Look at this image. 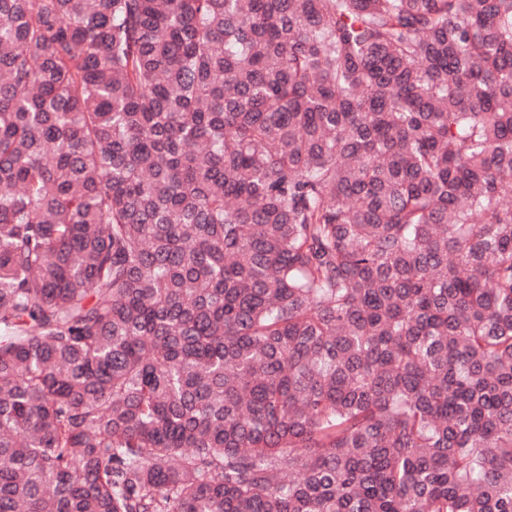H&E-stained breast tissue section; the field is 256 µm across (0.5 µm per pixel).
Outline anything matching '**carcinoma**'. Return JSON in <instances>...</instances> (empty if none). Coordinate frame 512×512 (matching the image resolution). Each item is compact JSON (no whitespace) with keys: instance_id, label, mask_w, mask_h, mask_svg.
Returning <instances> with one entry per match:
<instances>
[{"instance_id":"cac0c4a2","label":"carcinoma","mask_w":512,"mask_h":512,"mask_svg":"<svg viewBox=\"0 0 512 512\" xmlns=\"http://www.w3.org/2000/svg\"><path fill=\"white\" fill-rule=\"evenodd\" d=\"M0 512H512V0H0Z\"/></svg>"}]
</instances>
